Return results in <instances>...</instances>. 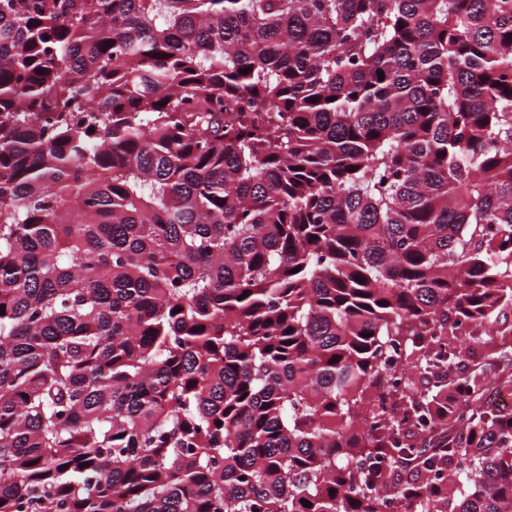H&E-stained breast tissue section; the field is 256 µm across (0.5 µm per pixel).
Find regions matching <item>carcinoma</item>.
<instances>
[{
  "label": "carcinoma",
  "mask_w": 512,
  "mask_h": 512,
  "mask_svg": "<svg viewBox=\"0 0 512 512\" xmlns=\"http://www.w3.org/2000/svg\"><path fill=\"white\" fill-rule=\"evenodd\" d=\"M0 308V512H512V0H0Z\"/></svg>",
  "instance_id": "1"
}]
</instances>
